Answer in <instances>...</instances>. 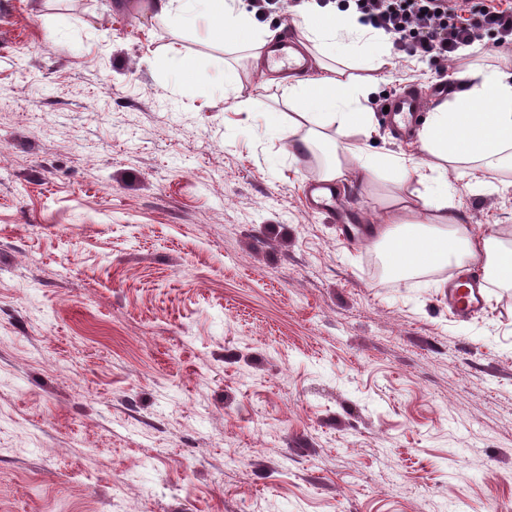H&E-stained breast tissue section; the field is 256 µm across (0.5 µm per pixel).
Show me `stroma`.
<instances>
[{"instance_id": "1", "label": "stroma", "mask_w": 512, "mask_h": 512, "mask_svg": "<svg viewBox=\"0 0 512 512\" xmlns=\"http://www.w3.org/2000/svg\"><path fill=\"white\" fill-rule=\"evenodd\" d=\"M140 2L0 0V512H512V288L460 320L456 271L377 276L270 67ZM479 46L449 71L512 72ZM437 82L396 54L375 96ZM502 178L448 176L512 243ZM337 186L366 225L408 189ZM309 192L321 211L328 214H338L344 210L343 198L334 184L317 182L310 186Z\"/></svg>"}]
</instances>
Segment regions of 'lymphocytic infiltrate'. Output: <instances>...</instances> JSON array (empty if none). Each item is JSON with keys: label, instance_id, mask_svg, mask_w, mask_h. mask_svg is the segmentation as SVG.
<instances>
[{"label": "lymphocytic infiltrate", "instance_id": "f902f5d3", "mask_svg": "<svg viewBox=\"0 0 512 512\" xmlns=\"http://www.w3.org/2000/svg\"><path fill=\"white\" fill-rule=\"evenodd\" d=\"M357 16L361 24L388 35L394 52L437 62L492 31L502 45H512V0H317Z\"/></svg>", "mask_w": 512, "mask_h": 512}]
</instances>
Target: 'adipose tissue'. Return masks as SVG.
<instances>
[{
    "label": "adipose tissue",
    "mask_w": 512,
    "mask_h": 512,
    "mask_svg": "<svg viewBox=\"0 0 512 512\" xmlns=\"http://www.w3.org/2000/svg\"><path fill=\"white\" fill-rule=\"evenodd\" d=\"M236 0H146L153 17L178 28L201 30L207 36L232 41L245 35L252 61H261L274 34L255 28L235 7ZM309 22L302 46L337 55L338 63L310 79L284 77L277 86L293 105L288 134L295 150L322 141L339 146L342 139L374 131V114L365 106L378 82L377 71L389 63L387 37L360 24L351 15L338 16L309 5ZM461 88L434 109L418 133L423 159L403 156L376 158L362 146L350 147L363 177L388 165L412 179L417 190L398 198L387 210L376 234L388 246L391 264L399 270L483 262L493 280L512 284V246L496 233L475 234L454 217L448 176L461 169L481 171L512 166V73L475 69L457 72ZM489 104L486 112L478 104Z\"/></svg>",
    "instance_id": "ef3b65f1"
}]
</instances>
